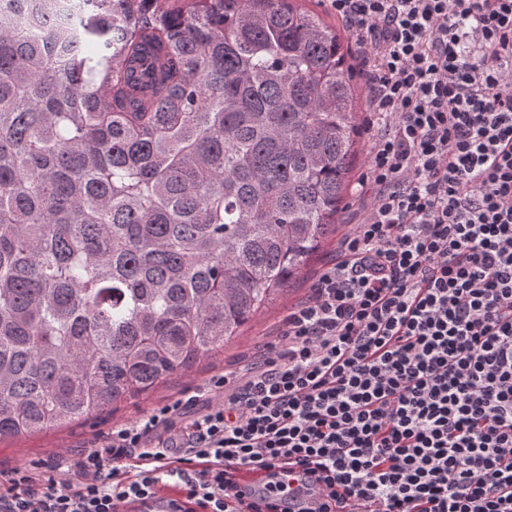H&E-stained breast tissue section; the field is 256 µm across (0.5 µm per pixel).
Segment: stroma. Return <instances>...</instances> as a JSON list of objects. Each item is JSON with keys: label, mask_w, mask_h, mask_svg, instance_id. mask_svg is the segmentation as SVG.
<instances>
[{"label": "stroma", "mask_w": 512, "mask_h": 512, "mask_svg": "<svg viewBox=\"0 0 512 512\" xmlns=\"http://www.w3.org/2000/svg\"><path fill=\"white\" fill-rule=\"evenodd\" d=\"M368 166L367 152H359L350 174L351 190L347 192L345 206L339 215L335 233L327 235L322 246L293 280L291 288L276 298L259 312L253 320L242 327L239 334L231 338L221 354L199 359L188 370L172 376L165 384L154 391L125 400L112 414L91 417L69 427L49 431L15 443L0 445V467L5 469H29L33 465H46L56 455L76 458L83 447L88 446L94 435L108 430L150 412L157 405L175 398L185 388L204 382L217 371H231L238 364L252 358L263 345L273 343L279 323L288 311L309 293L315 277L336 255L340 240L352 232L359 219V209L355 202V184Z\"/></svg>", "instance_id": "stroma-1"}]
</instances>
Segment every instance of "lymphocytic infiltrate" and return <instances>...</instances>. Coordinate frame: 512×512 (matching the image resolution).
Returning <instances> with one entry per match:
<instances>
[{
  "mask_svg": "<svg viewBox=\"0 0 512 512\" xmlns=\"http://www.w3.org/2000/svg\"><path fill=\"white\" fill-rule=\"evenodd\" d=\"M363 217L259 359L0 469V512H512V0H327Z\"/></svg>",
  "mask_w": 512,
  "mask_h": 512,
  "instance_id": "1",
  "label": "lymphocytic infiltrate"
}]
</instances>
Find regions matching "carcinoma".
Returning <instances> with one entry per match:
<instances>
[{
	"instance_id": "1",
	"label": "carcinoma",
	"mask_w": 512,
	"mask_h": 512,
	"mask_svg": "<svg viewBox=\"0 0 512 512\" xmlns=\"http://www.w3.org/2000/svg\"><path fill=\"white\" fill-rule=\"evenodd\" d=\"M353 52L294 0H0V443L224 350L335 230Z\"/></svg>"
}]
</instances>
